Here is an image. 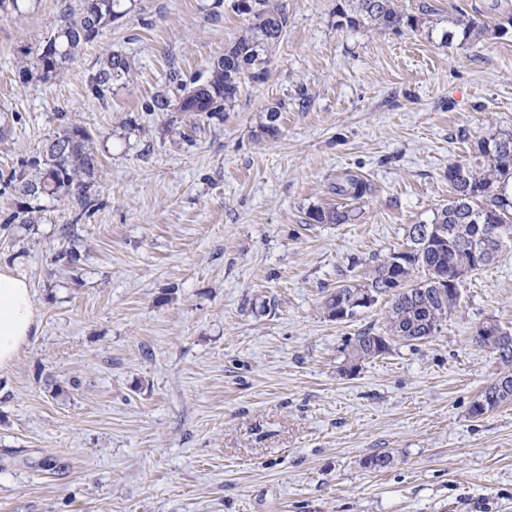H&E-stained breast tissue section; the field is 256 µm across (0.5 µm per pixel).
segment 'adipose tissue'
<instances>
[{
	"label": "adipose tissue",
	"mask_w": 512,
	"mask_h": 512,
	"mask_svg": "<svg viewBox=\"0 0 512 512\" xmlns=\"http://www.w3.org/2000/svg\"><path fill=\"white\" fill-rule=\"evenodd\" d=\"M35 326L36 311L26 277L0 268V371L12 366Z\"/></svg>",
	"instance_id": "obj_1"
}]
</instances>
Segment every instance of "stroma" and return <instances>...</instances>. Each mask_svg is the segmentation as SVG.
<instances>
[{
  "instance_id": "35a3bbf8",
  "label": "stroma",
  "mask_w": 512,
  "mask_h": 512,
  "mask_svg": "<svg viewBox=\"0 0 512 512\" xmlns=\"http://www.w3.org/2000/svg\"><path fill=\"white\" fill-rule=\"evenodd\" d=\"M429 2L512 23V0ZM234 3L134 0L46 82L19 65L62 0L0 10V174L39 156L63 112L102 170L89 206L42 198L35 223L0 228V266L25 274L38 317L0 373V512H512V401L470 413L507 370L474 338L512 329V246L465 277L440 332L377 359L349 352L386 298L344 321L323 306L431 222L450 163L512 133V32L444 43L288 0L267 77L229 109L198 125L149 111L169 70L207 81L245 26ZM108 51L131 76L102 102L86 82ZM348 175L370 194L337 195ZM343 203L352 223H308Z\"/></svg>"
}]
</instances>
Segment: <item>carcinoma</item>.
Wrapping results in <instances>:
<instances>
[{"label":"carcinoma","instance_id":"carcinoma-1","mask_svg":"<svg viewBox=\"0 0 512 512\" xmlns=\"http://www.w3.org/2000/svg\"><path fill=\"white\" fill-rule=\"evenodd\" d=\"M121 0H78L62 11L60 23L38 49L32 67L22 71L23 78L33 77L48 81L59 76L81 48L98 38L102 29L123 16L119 11ZM247 7L236 8L248 16L245 29L235 42L217 60L204 84L188 86L180 74L171 71L166 82L178 90L179 112L210 115L224 112L237 98L242 82L261 81L268 73L269 53L288 28L287 0H245ZM336 15L339 25L350 29H384L438 32L446 43L459 35L462 40H476L491 32L497 37L507 35L502 24L494 27L463 13L448 19L438 16L428 3H421L417 12L405 14L397 0H341ZM130 72L126 57L107 52L99 60L98 69L90 76L89 89L98 98L112 92V83ZM280 107L266 110L261 133L275 137L279 126ZM31 171L12 173L8 185L19 196L37 200L41 197L69 196L80 204L89 203V192L100 176V162L92 147V135L82 126L70 122L53 135L45 145L41 157L30 164ZM448 185L451 196L448 203L434 212L431 224H441L460 232L445 247H423L422 237L408 234L410 245L402 251L403 267L398 275L410 280L413 272L422 273L417 284L391 297L384 329L376 333L370 329L355 337L350 360L358 364L385 355L391 342L422 340L440 330L448 312L457 304L459 291L439 288L433 282L434 273H453L459 268L473 269L472 248H484L495 258L503 248L512 244V133H498L490 141L478 142L473 153L448 165ZM370 192V184L358 176H347L336 184V194L359 200ZM308 218L317 224H348L353 220L345 206L315 208ZM36 217L29 204L19 205L0 221L7 228L12 224H33ZM386 263L378 265L367 282L344 286L330 292L324 301L328 316L336 314L341 302H348L362 290L376 297L387 295L385 288ZM477 343L502 359L512 362V343H502L485 337ZM483 400H475L471 414L481 416L487 411L512 400V391L497 393L495 385H488L481 393Z\"/></svg>","mask_w":512,"mask_h":512}]
</instances>
